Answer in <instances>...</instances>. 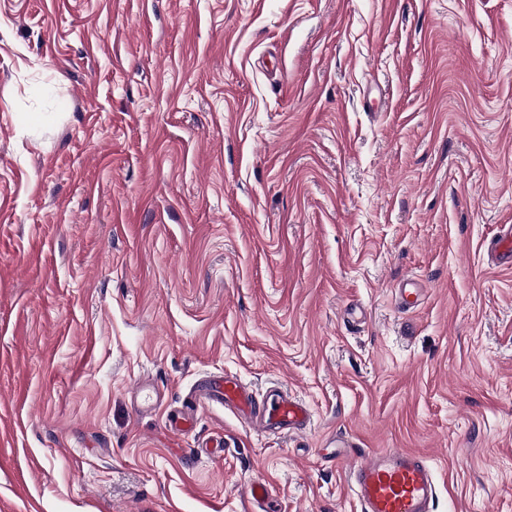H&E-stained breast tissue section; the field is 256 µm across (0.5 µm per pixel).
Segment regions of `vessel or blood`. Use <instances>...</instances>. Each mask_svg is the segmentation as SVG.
Segmentation results:
<instances>
[{"label":"vessel or blood","mask_w":512,"mask_h":512,"mask_svg":"<svg viewBox=\"0 0 512 512\" xmlns=\"http://www.w3.org/2000/svg\"><path fill=\"white\" fill-rule=\"evenodd\" d=\"M498 266L512 268V225H501L491 247ZM424 295L415 280L402 281L395 299L403 310L415 307ZM199 403L231 411L240 423L256 432L288 433L305 429L311 415L299 398L280 387L256 395L232 374L219 376L197 389ZM360 512H432L436 493L433 469L423 456L390 450L362 456L347 473Z\"/></svg>","instance_id":"b4317fda"}]
</instances>
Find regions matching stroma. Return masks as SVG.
<instances>
[{
  "label": "stroma",
  "mask_w": 512,
  "mask_h": 512,
  "mask_svg": "<svg viewBox=\"0 0 512 512\" xmlns=\"http://www.w3.org/2000/svg\"><path fill=\"white\" fill-rule=\"evenodd\" d=\"M502 224L512 0H0V512H512ZM221 372L310 425L170 434ZM424 291L425 288H421L414 279H406L395 288V299L398 306L407 311L418 304L424 296ZM347 477L360 512L432 511L435 474L419 453L366 454L350 467Z\"/></svg>",
  "instance_id": "1"
}]
</instances>
